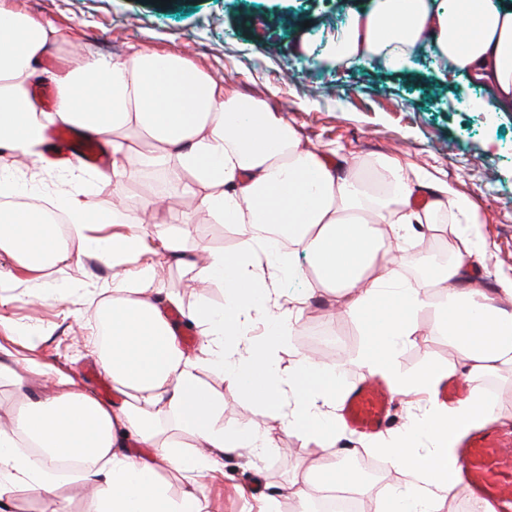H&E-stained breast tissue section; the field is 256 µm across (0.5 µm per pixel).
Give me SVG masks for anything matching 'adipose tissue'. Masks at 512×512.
Segmentation results:
<instances>
[{"mask_svg": "<svg viewBox=\"0 0 512 512\" xmlns=\"http://www.w3.org/2000/svg\"><path fill=\"white\" fill-rule=\"evenodd\" d=\"M55 36L52 27L0 6V148L41 160L45 132L54 125L77 128L88 139L112 138L113 194H123L144 166L170 165L173 175L193 179L198 208L234 225L239 242L231 253H192L182 233L162 236L169 261L224 292L222 306L203 297L188 309L189 320L202 327L201 347L191 356L167 314L181 300L157 288L159 264L144 256L145 233H86L92 223H122L120 210L103 215L76 196L60 197L65 237L58 225L35 223L33 212H0V257L26 274L40 276L71 259L77 238L103 264L139 262L133 275L112 278L100 367L112 381L114 401L67 376L57 378L50 394L27 399L10 427L0 428V512H14L17 487L50 491L64 457L83 462L75 480L90 491L87 512H201V477L225 457L271 446L255 427L225 430L224 398L201 383L203 364L223 373L243 397L278 409L286 432L317 448L316 466L299 470L289 485L298 500H306L311 485L343 481L336 442L347 431L336 414L335 365L306 356L288 369L279 365L309 299L321 291L363 321L375 344L362 362L393 393H430L448 376V368L434 364L414 375L398 365L400 345L417 331L415 315L428 309L442 316L437 332L466 354L459 373L475 381L512 373V278L490 289L476 276V245L464 229L481 217L468 199L439 184L426 206H416V174L393 157L375 161L374 182L356 170L338 174L266 102L225 94L174 53L81 55L56 78L55 106L44 110L29 80L33 61ZM426 48L451 72L491 88L484 111L512 109V0H364L323 48L304 42L300 53L339 67L379 59L402 71ZM134 136L157 143L158 154L134 153L128 144ZM443 211L461 227L448 260L435 278H401L399 268L417 261L424 232L435 231L434 218ZM299 255L305 266L296 265ZM303 270L312 275L304 295L283 298L281 283ZM501 414L496 396L476 383L465 400L430 402L398 432L374 438L373 447L407 477L376 512H439L459 487L457 438ZM181 430L191 436V451L181 449ZM130 439L139 452L127 448ZM30 441L45 455L25 454ZM169 471L185 482L179 494L163 478Z\"/></svg>", "mask_w": 512, "mask_h": 512, "instance_id": "1", "label": "adipose tissue"}]
</instances>
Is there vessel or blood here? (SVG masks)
Segmentation results:
<instances>
[{
    "label": "vessel or blood",
    "instance_id": "obj_1",
    "mask_svg": "<svg viewBox=\"0 0 512 512\" xmlns=\"http://www.w3.org/2000/svg\"><path fill=\"white\" fill-rule=\"evenodd\" d=\"M51 140L64 156L99 166L105 160L103 146L87 149L73 131L54 133ZM393 396L379 380L354 382L343 404L347 429L360 436L386 431L392 422ZM460 477L475 498L488 502L494 512H512V429L494 424L467 433L457 445Z\"/></svg>",
    "mask_w": 512,
    "mask_h": 512
}]
</instances>
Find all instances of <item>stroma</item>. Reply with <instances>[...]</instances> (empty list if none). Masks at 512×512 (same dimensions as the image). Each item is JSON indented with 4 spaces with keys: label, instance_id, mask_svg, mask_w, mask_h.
Returning a JSON list of instances; mask_svg holds the SVG:
<instances>
[{
    "label": "stroma",
    "instance_id": "obj_1",
    "mask_svg": "<svg viewBox=\"0 0 512 512\" xmlns=\"http://www.w3.org/2000/svg\"><path fill=\"white\" fill-rule=\"evenodd\" d=\"M358 0H0L5 7L26 13L59 31L58 39L39 63L34 87L51 86L52 73L86 50L123 57L139 49L174 52L199 70L219 79L225 93L264 100L270 109L295 128L303 141L325 151L339 169L360 164L361 173L375 179L374 161L391 156L415 171L451 186L479 210L477 236L490 242L489 252L476 264L487 284L512 275V112H483L475 103L487 97V88L471 84L466 76L451 77L432 52L415 55L407 72L398 73L369 61L352 62L336 73L320 64L306 63L296 52L300 41H325L343 24ZM0 169L26 183L27 192L5 199L17 210H42L55 197L80 192L95 208L111 211V183L99 170L85 168L73 176L66 163L47 160L36 164L0 156ZM130 200L123 219L159 244L158 216L141 207L140 197L162 198L169 206L167 224L184 225L185 246L193 250L231 251L238 243L233 225L198 210L181 181L141 174L129 183ZM112 268L91 253L49 270L46 283L0 280V342L17 352L14 370L23 377L25 394H17L10 377L0 378V422H8L24 395L48 392L50 383L29 375L25 360L47 366L53 373L81 381L91 393L96 382L85 379L88 368L100 361V316L112 284ZM160 288L179 294L183 307L201 295L224 301L221 290L202 289L196 272L169 266ZM435 312L417 315L422 330L401 345L399 364L409 374L427 362L454 366L461 352L449 347L447 337L430 330ZM334 328L349 355L340 365L343 386L366 377L361 358L371 339L358 320L337 319ZM199 376L224 396L222 420L232 429L244 423L265 431L274 446L266 454L245 453L226 458L222 471L204 477V512H257L273 499L276 512H298V501L288 485L298 468L307 466L315 451L285 434L277 410L241 397L219 373L201 368ZM365 483L368 508L402 487L403 472L380 463L375 472L355 469ZM18 512H85L87 500L78 485H59L55 497L34 498L23 488L15 491Z\"/></svg>",
    "mask_w": 512,
    "mask_h": 512
}]
</instances>
